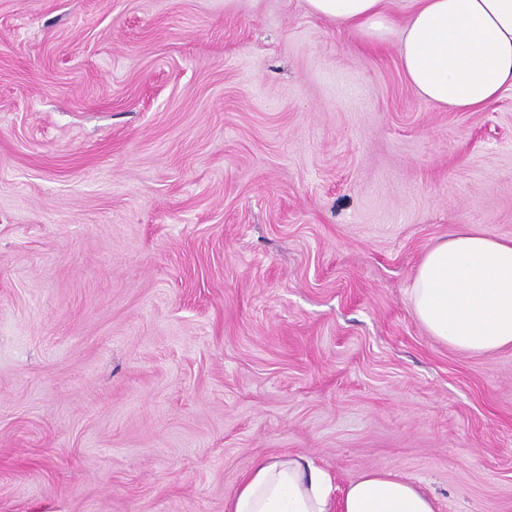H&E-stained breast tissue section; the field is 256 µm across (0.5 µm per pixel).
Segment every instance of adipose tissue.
<instances>
[{
	"mask_svg": "<svg viewBox=\"0 0 512 512\" xmlns=\"http://www.w3.org/2000/svg\"><path fill=\"white\" fill-rule=\"evenodd\" d=\"M315 16L385 39L386 0H306ZM400 66L414 90L445 109L475 110L512 86V0H405ZM411 309L451 348L482 354L512 347V239L473 226L450 233L422 258ZM227 512H435L413 484L370 472L333 497L330 476L303 456L253 463Z\"/></svg>",
	"mask_w": 512,
	"mask_h": 512,
	"instance_id": "adipose-tissue-1",
	"label": "adipose tissue"
}]
</instances>
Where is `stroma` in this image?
<instances>
[{"label":"stroma","mask_w":512,"mask_h":512,"mask_svg":"<svg viewBox=\"0 0 512 512\" xmlns=\"http://www.w3.org/2000/svg\"><path fill=\"white\" fill-rule=\"evenodd\" d=\"M306 0H0V512H226L252 463L512 512V348L408 297L512 238V87L417 94Z\"/></svg>","instance_id":"35a3bbf8"}]
</instances>
